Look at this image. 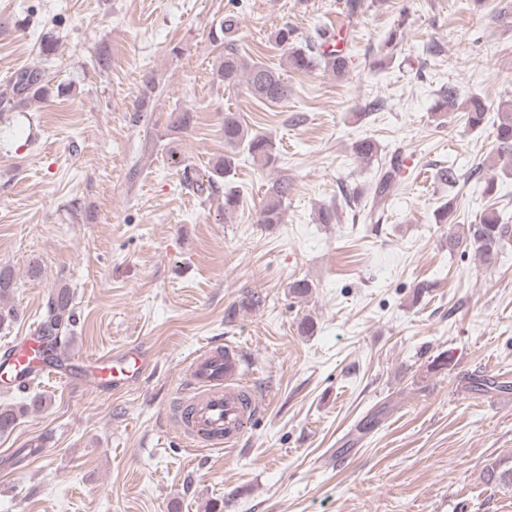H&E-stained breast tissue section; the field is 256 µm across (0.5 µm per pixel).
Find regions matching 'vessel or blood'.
<instances>
[{
  "label": "vessel or blood",
  "instance_id": "b4317fda",
  "mask_svg": "<svg viewBox=\"0 0 512 512\" xmlns=\"http://www.w3.org/2000/svg\"><path fill=\"white\" fill-rule=\"evenodd\" d=\"M151 363L150 355L136 346L112 356L45 357L41 338L33 333L0 353V374L16 383L43 373L100 390L109 384L118 388L136 383ZM243 365L241 353L228 345L209 344L197 350L183 374L188 396L178 423L185 436L227 449L237 443L249 420L261 410L245 382Z\"/></svg>",
  "mask_w": 512,
  "mask_h": 512
}]
</instances>
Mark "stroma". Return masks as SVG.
<instances>
[{
    "instance_id": "1",
    "label": "stroma",
    "mask_w": 512,
    "mask_h": 512,
    "mask_svg": "<svg viewBox=\"0 0 512 512\" xmlns=\"http://www.w3.org/2000/svg\"><path fill=\"white\" fill-rule=\"evenodd\" d=\"M343 3L0 0V91L25 68L53 89L0 114V265L16 274L18 312L0 350L64 284L79 316L69 350L138 345L153 360L120 392L42 376L20 392L0 378V405L25 408L0 434V512H512V492L482 477L512 453V244L486 266L449 251L434 220L452 197L455 223H476L492 199L512 224V177L483 193L505 164L493 123L512 101V0H387L353 20ZM228 12L238 51L283 69L287 102L218 81L211 30ZM403 15L401 43L378 64ZM285 22L302 36L342 30L348 74L284 69L271 34ZM448 87L486 101L482 129L458 112L437 122ZM371 101L382 110L362 114ZM184 110L189 126L172 128ZM228 112L272 140L278 163L241 158L227 224L223 196L180 185L170 158L202 170L223 158ZM364 137L399 163L376 221L341 195L379 175L352 153ZM282 175L283 223H257ZM331 205L335 223H319ZM299 279L307 297L289 291ZM249 292L259 304L240 308ZM218 342L240 347L265 402L228 451L186 446L173 428L184 362Z\"/></svg>"
}]
</instances>
